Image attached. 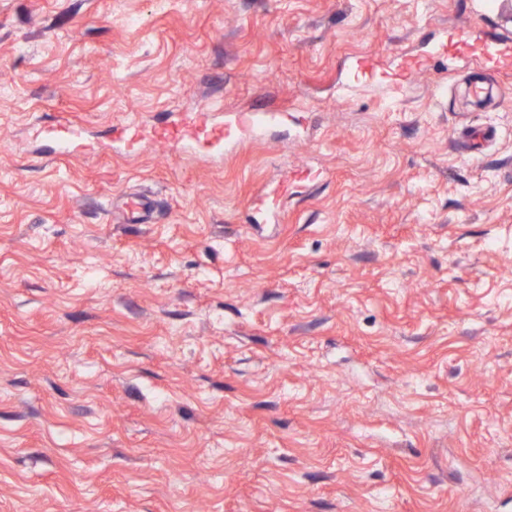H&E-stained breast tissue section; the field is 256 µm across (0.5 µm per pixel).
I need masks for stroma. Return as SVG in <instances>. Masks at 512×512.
<instances>
[{
    "label": "stroma",
    "instance_id": "1",
    "mask_svg": "<svg viewBox=\"0 0 512 512\" xmlns=\"http://www.w3.org/2000/svg\"><path fill=\"white\" fill-rule=\"evenodd\" d=\"M498 4L0 0V512H512ZM364 56L422 66L344 93ZM202 104L284 118L154 147ZM122 213L128 220H141L152 207V200L146 194L131 193L121 198Z\"/></svg>",
    "mask_w": 512,
    "mask_h": 512
}]
</instances>
